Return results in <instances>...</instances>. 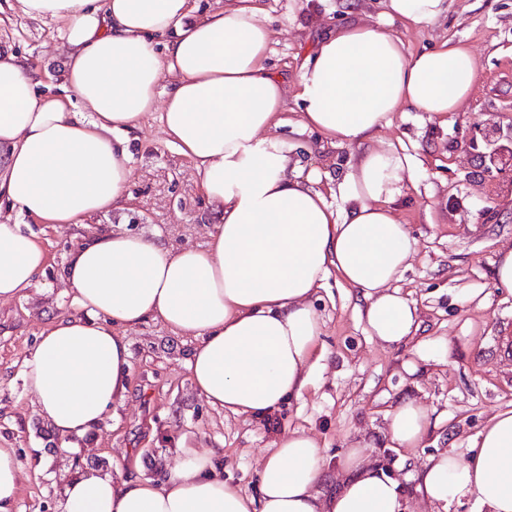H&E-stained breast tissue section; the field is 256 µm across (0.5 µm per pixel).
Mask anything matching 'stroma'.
<instances>
[{
	"label": "stroma",
	"mask_w": 512,
	"mask_h": 512,
	"mask_svg": "<svg viewBox=\"0 0 512 512\" xmlns=\"http://www.w3.org/2000/svg\"><path fill=\"white\" fill-rule=\"evenodd\" d=\"M265 6L272 32L267 65L286 83L292 112L300 109L295 93L302 66L325 30L378 24L383 12L380 0H265ZM0 15V45L48 69L45 84L57 90L66 52L58 24L25 17L17 0H0ZM389 29L409 52L448 38L469 46L479 63L476 89L461 111L445 118L409 112L378 133L380 145L404 146L417 170L415 184L396 203L414 248L398 286L418 308L416 336L397 348L381 345L360 318L354 289L330 275L315 302L323 355L314 359L303 395L282 405L272 429L211 407L190 379L192 339L150 320L126 332L132 370L123 400L82 441L78 457L57 452L58 437L39 414L23 369L48 323L78 312L63 279L70 251L82 236L112 229L172 247H202L212 228L192 162L169 143L160 112H152L130 134L125 209L92 215L81 225L17 218L48 256L23 297L0 302V448L14 449L21 465L17 512H60L61 476L71 465L112 470L137 460L151 476L177 465L184 448L218 453L225 481L254 495L259 463L276 431L294 429L319 442L331 469L352 444L368 443L369 456L409 487L429 456L448 448L466 452L493 415L512 409V296L493 286L498 253L512 245V186L485 179L481 147L463 144L468 133L512 123V0H450L434 25L408 28L396 21ZM283 136L291 159L316 168L324 189L348 172L358 153L316 132L287 127ZM435 339L447 342V354L428 349ZM409 363L415 373L406 371ZM408 398L425 407L430 426L419 445L397 448L386 415Z\"/></svg>",
	"instance_id": "1"
}]
</instances>
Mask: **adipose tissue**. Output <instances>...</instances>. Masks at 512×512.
<instances>
[{
  "label": "adipose tissue",
  "instance_id": "obj_1",
  "mask_svg": "<svg viewBox=\"0 0 512 512\" xmlns=\"http://www.w3.org/2000/svg\"><path fill=\"white\" fill-rule=\"evenodd\" d=\"M34 20L57 23L68 52L62 94L0 48V197L46 224H80L124 208L130 133L154 110L189 158L215 223L205 248L172 249L129 232L105 231L74 249L64 280L80 315H62L38 336L25 384L40 415L72 452L123 398L131 370L125 330L162 322L193 339L197 394L234 415L264 418L310 382L322 320L312 297L330 274L356 289L370 336L388 347L420 327L397 282L413 248L394 208L416 171L394 146L374 147L398 112L460 111L477 81L463 43L408 52L394 33L364 23L330 31L299 77L298 119L266 60L272 32L263 0H18ZM389 20L434 23L447 0H383ZM162 49H155V38ZM169 89H161L163 77ZM316 131L362 145L336 185L338 213L316 169L292 163L279 130ZM46 264L34 233L0 222V301L22 297ZM388 436L416 446L426 410L402 401ZM337 476L318 442L291 430L258 469V496L224 480L213 455L181 451L152 477L75 469L62 479V512H408L402 484L353 445ZM435 512L475 496L478 512H512V410L494 415L466 453L447 449L414 478Z\"/></svg>",
  "mask_w": 512,
  "mask_h": 512
}]
</instances>
